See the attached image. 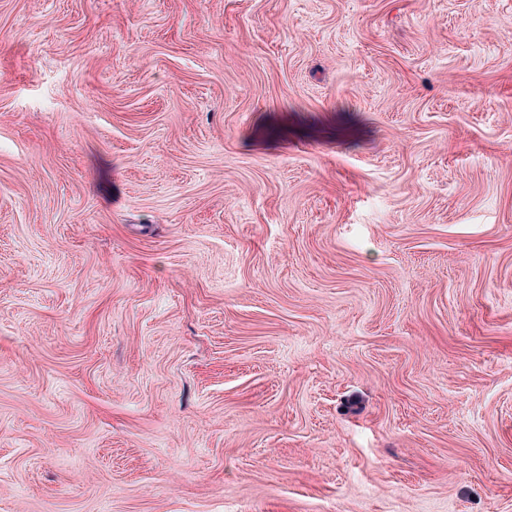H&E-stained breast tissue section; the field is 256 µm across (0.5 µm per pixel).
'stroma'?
Returning a JSON list of instances; mask_svg holds the SVG:
<instances>
[{
  "mask_svg": "<svg viewBox=\"0 0 512 512\" xmlns=\"http://www.w3.org/2000/svg\"><path fill=\"white\" fill-rule=\"evenodd\" d=\"M0 512H512V0H0Z\"/></svg>",
  "mask_w": 512,
  "mask_h": 512,
  "instance_id": "35a3bbf8",
  "label": "stroma"
}]
</instances>
